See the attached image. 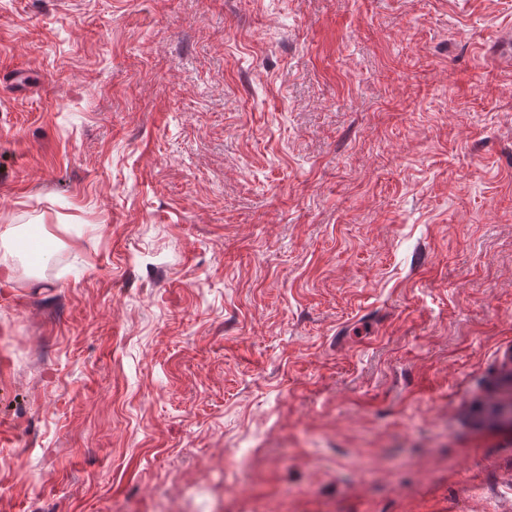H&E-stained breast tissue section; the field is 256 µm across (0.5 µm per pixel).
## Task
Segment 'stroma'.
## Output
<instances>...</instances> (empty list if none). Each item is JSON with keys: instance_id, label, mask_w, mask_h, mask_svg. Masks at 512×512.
<instances>
[{"instance_id": "35a3bbf8", "label": "stroma", "mask_w": 512, "mask_h": 512, "mask_svg": "<svg viewBox=\"0 0 512 512\" xmlns=\"http://www.w3.org/2000/svg\"><path fill=\"white\" fill-rule=\"evenodd\" d=\"M511 39L0 0V512H512Z\"/></svg>"}]
</instances>
